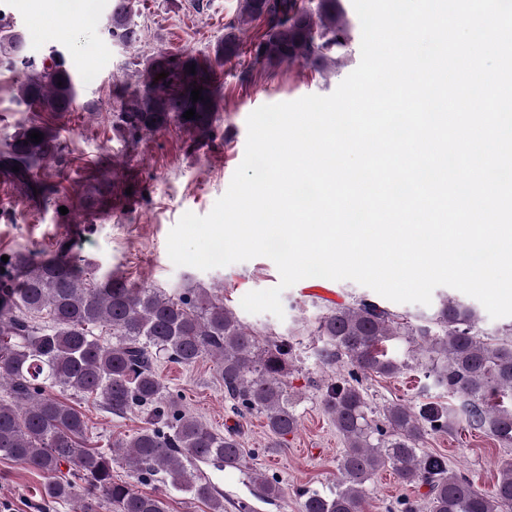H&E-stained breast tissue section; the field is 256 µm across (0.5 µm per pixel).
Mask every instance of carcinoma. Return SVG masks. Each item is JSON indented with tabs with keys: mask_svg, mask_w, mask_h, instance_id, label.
I'll list each match as a JSON object with an SVG mask.
<instances>
[{
	"mask_svg": "<svg viewBox=\"0 0 512 512\" xmlns=\"http://www.w3.org/2000/svg\"><path fill=\"white\" fill-rule=\"evenodd\" d=\"M336 2L318 0L312 8L301 0H241L212 55L150 58L143 91L117 92L112 127L147 135L175 126L198 142L212 139L224 98L220 70L241 54L240 26L261 25L253 66L299 62L320 70L348 40L349 23ZM107 33L121 44L138 41L134 0H112ZM26 47L25 36L1 15L0 74L17 75V104L41 117L0 141V173L48 200L59 186L40 172L64 149L55 120L74 110L78 90L62 53L52 51L37 64L23 56ZM162 72L164 79L158 78ZM198 86L202 99L195 102L191 91ZM191 108L195 115L187 120L183 114ZM33 131L43 134L41 142L30 140ZM5 265L16 276L0 278V391L7 392L0 396V459L42 473L51 502L80 498L82 512H98L92 491L100 489L113 512H168L167 493L143 494L112 480V466L119 464L138 478L163 473L169 489L204 502L210 512H224V495L198 464L240 470L244 449L235 434L217 433L185 413L157 373L162 359L185 366L212 360L225 396L238 412L263 415L274 442L297 430L288 393L293 345L244 325L219 295L195 288L167 293L101 274L63 242L52 255L21 247ZM477 323L476 310L451 297L417 323L367 297L326 308L316 328L324 340L320 357L330 363L345 356L352 364L322 399L345 448L336 487L302 491V512H367L366 483L383 468L405 485L427 487L428 512H512V461L483 492L450 469L445 456L421 451L427 436L452 433L460 424L512 444V405H504V398L512 399V329L489 338ZM100 328L109 339L101 338ZM398 338L407 344L402 360L383 349ZM410 362L461 397L460 415L437 401L373 409L362 378L392 377ZM69 394L91 398L117 416L144 409V426L117 451L91 447L88 422L67 402ZM248 476L266 497L281 496L276 479L257 471ZM79 483L87 490L82 496Z\"/></svg>",
	"mask_w": 512,
	"mask_h": 512,
	"instance_id": "1",
	"label": "carcinoma"
}]
</instances>
